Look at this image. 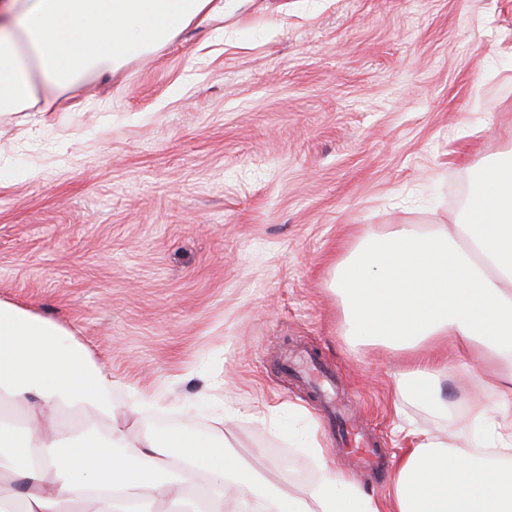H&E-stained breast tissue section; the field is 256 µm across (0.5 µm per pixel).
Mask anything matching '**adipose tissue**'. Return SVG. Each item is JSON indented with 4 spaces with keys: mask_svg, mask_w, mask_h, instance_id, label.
Returning <instances> with one entry per match:
<instances>
[{
    "mask_svg": "<svg viewBox=\"0 0 512 512\" xmlns=\"http://www.w3.org/2000/svg\"><path fill=\"white\" fill-rule=\"evenodd\" d=\"M224 0H0V112L35 124L41 97L170 41ZM351 335L418 351L395 380L442 406L440 349L491 378L489 447L416 433L386 500L332 468L307 496L270 487L197 434L132 435L112 374L57 321L0 300V512H512V154L476 179L463 223L426 233L394 224L337 263ZM97 417L63 425V412Z\"/></svg>",
    "mask_w": 512,
    "mask_h": 512,
    "instance_id": "ef3b65f1",
    "label": "adipose tissue"
}]
</instances>
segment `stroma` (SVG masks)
Wrapping results in <instances>:
<instances>
[{"label": "stroma", "instance_id": "stroma-1", "mask_svg": "<svg viewBox=\"0 0 512 512\" xmlns=\"http://www.w3.org/2000/svg\"><path fill=\"white\" fill-rule=\"evenodd\" d=\"M54 96L37 126L0 116V300L66 326L115 406L150 398L126 426L221 436L295 494L328 465L385 498L283 370L307 354L391 461L400 425L480 445L491 395L457 352L446 413L396 403L409 353L347 336L331 281L364 236L457 223L475 170L512 152V0H224Z\"/></svg>", "mask_w": 512, "mask_h": 512}]
</instances>
